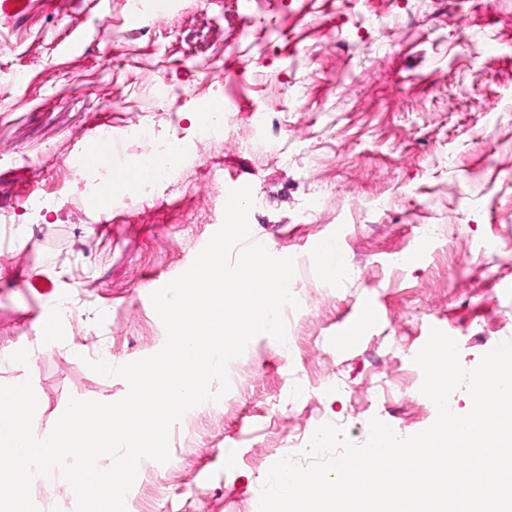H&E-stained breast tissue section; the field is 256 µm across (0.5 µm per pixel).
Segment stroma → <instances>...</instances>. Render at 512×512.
<instances>
[{
	"mask_svg": "<svg viewBox=\"0 0 512 512\" xmlns=\"http://www.w3.org/2000/svg\"><path fill=\"white\" fill-rule=\"evenodd\" d=\"M147 5L31 0L0 20V385L31 381L38 434L69 399H122L127 382L90 361L164 346L151 293L220 229L229 190L250 186L265 200L253 234L295 260L296 334L286 349L253 338L236 385L172 426L169 461L142 459L151 477L125 497L126 512H248L289 437L319 422L356 444L374 418L401 437L434 423L413 361L431 328L468 370L512 339V0ZM251 20L262 41L243 37ZM161 78L173 94L157 101ZM224 95L231 129L168 182L115 209L78 198L72 162L91 135L143 119L188 138L197 103ZM256 109L280 127L276 152L250 140ZM36 193L52 199L37 220ZM334 236L342 282L314 258ZM47 318L61 340L42 339ZM19 344L31 363L11 356ZM382 384L391 394L371 403Z\"/></svg>",
	"mask_w": 512,
	"mask_h": 512,
	"instance_id": "35a3bbf8",
	"label": "stroma"
}]
</instances>
